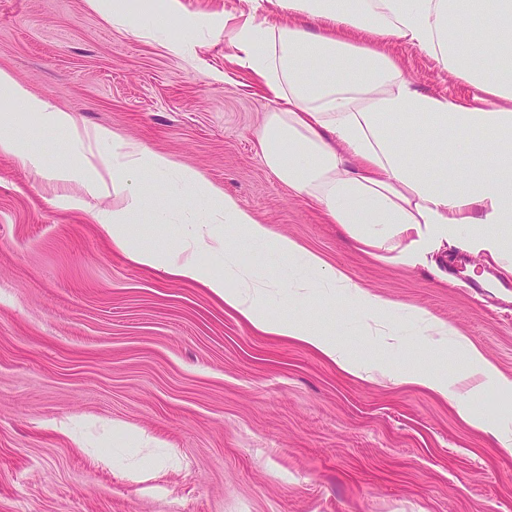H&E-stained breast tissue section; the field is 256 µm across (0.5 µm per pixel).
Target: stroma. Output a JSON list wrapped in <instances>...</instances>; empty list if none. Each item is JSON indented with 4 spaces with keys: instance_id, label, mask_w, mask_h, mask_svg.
<instances>
[{
    "instance_id": "1",
    "label": "stroma",
    "mask_w": 512,
    "mask_h": 512,
    "mask_svg": "<svg viewBox=\"0 0 512 512\" xmlns=\"http://www.w3.org/2000/svg\"><path fill=\"white\" fill-rule=\"evenodd\" d=\"M249 0H0V68L88 128L199 172L275 233L372 293L445 320L512 377V277L485 288L479 258H378L267 168L256 130L275 100L233 59L224 18ZM139 22L131 34L127 20ZM185 40L190 52H170ZM391 52L422 90L463 98L431 57ZM42 171L0 155V512H512V447L450 400L373 375L426 367L410 319L376 355L353 300L300 315L335 332L359 374L255 330L199 284L138 266L99 228L108 200L76 180L66 136L0 92ZM143 244L177 240L192 186L149 181Z\"/></svg>"
}]
</instances>
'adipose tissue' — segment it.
I'll return each mask as SVG.
<instances>
[{"instance_id": "ef3b65f1", "label": "adipose tissue", "mask_w": 512, "mask_h": 512, "mask_svg": "<svg viewBox=\"0 0 512 512\" xmlns=\"http://www.w3.org/2000/svg\"><path fill=\"white\" fill-rule=\"evenodd\" d=\"M266 2L270 12L288 13L289 23L247 18L232 29L230 43L238 64L260 78L277 103L257 133L268 169L363 246L396 250L412 264L457 248L485 256L499 274L512 276V0ZM393 40L465 81L470 97L420 90L384 50ZM0 91L43 126L67 132L78 163L57 170L56 180L76 177L92 197L123 200L100 227L131 261L201 284L256 330L300 341L347 371L354 364L332 332L271 314L270 299L282 294L298 305L314 297H353L354 318L375 350L401 343L395 302L274 233L197 172L189 174L196 188L190 206L203 210L204 222L183 225L179 241L140 244L133 216L149 205L156 222L167 217L165 206L150 205L144 177L167 176L173 161L117 137L111 155L99 156L95 146L105 131L80 126L2 68ZM407 132L421 141V150L405 147ZM236 230L280 263V278L258 277L241 263L227 245ZM228 280L234 288H225ZM412 316L429 350L457 353L462 374L410 367L387 369V376L449 399L462 422L484 429L470 399L489 380L511 391L512 379L451 324L421 310Z\"/></svg>"}]
</instances>
